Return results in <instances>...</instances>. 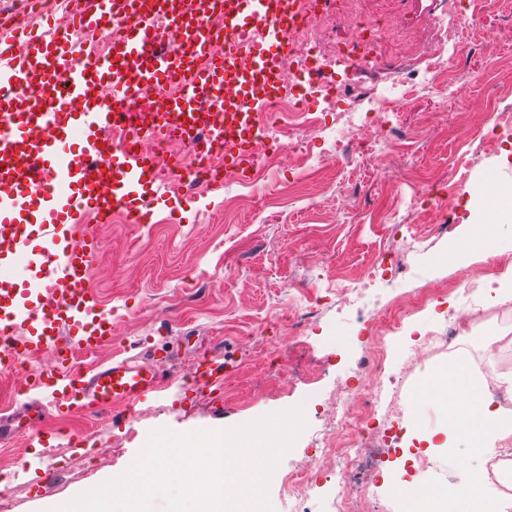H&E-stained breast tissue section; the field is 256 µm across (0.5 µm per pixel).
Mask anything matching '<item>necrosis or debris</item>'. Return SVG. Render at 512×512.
I'll use <instances>...</instances> for the list:
<instances>
[{"label": "necrosis or debris", "instance_id": "necrosis-or-debris-1", "mask_svg": "<svg viewBox=\"0 0 512 512\" xmlns=\"http://www.w3.org/2000/svg\"><path fill=\"white\" fill-rule=\"evenodd\" d=\"M321 0H301L297 27L288 33V51L281 61L280 93L270 106L272 114L283 111L304 112L316 140H324L328 126L342 131H353L361 125L372 127L375 142L387 139L385 117L397 111L400 98L395 90L403 85L410 72L424 71L431 80H438L444 73L442 57L445 45L417 54L404 68L387 72V88L380 94L363 97L351 103L349 83L337 80L336 67L356 70L345 50H338L334 57L321 54L317 48L318 30L328 22ZM346 101L344 109H337V101ZM333 113V121H326L325 113ZM140 150L148 153L160 173H168L172 160H179L182 167L193 168L198 159L193 150L184 144L155 138L140 140ZM259 169H280L301 162L308 157L306 142L284 144L275 142L272 134L261 135L256 142ZM433 300L432 293L416 296L411 304H397L384 313L374 316L372 356L369 367L357 383L341 387L331 399L329 411L332 421L311 436L313 453L307 463L291 467L282 478L284 494L297 503H304L313 484L329 471L332 462H339L342 485L333 501L334 512H358L360 505L373 497L371 483L354 485V478L362 472L376 473L377 464L392 452L391 440L386 430L378 427V420H390L397 413V393L388 390L383 381L385 339L396 333L409 311L427 307ZM462 329L446 325L443 330H430L418 337L416 344L406 353L405 371L419 367L426 358L446 352L449 340L462 338Z\"/></svg>", "mask_w": 512, "mask_h": 512}]
</instances>
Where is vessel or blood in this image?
<instances>
[{
    "mask_svg": "<svg viewBox=\"0 0 512 512\" xmlns=\"http://www.w3.org/2000/svg\"><path fill=\"white\" fill-rule=\"evenodd\" d=\"M214 2L218 27L195 0H85L69 22L50 20L35 33L28 20L39 0L8 15L9 31L0 37V263L22 260L33 273L20 282L0 279V372L50 355V368L32 370L27 386L49 389L55 407L99 413L132 406L168 378L160 362L121 358L89 371L71 363L74 349L112 341V318L87 286L100 240L85 212L94 210L103 223L117 214L130 224L151 221L148 204L162 177L137 141L193 137L200 163L176 169L173 178L212 191L224 186L222 170L254 171L253 145L271 118L298 0ZM102 28L113 32L111 48L86 49L82 37ZM24 33L29 52L18 57L10 44ZM169 37L180 42L178 53L167 52ZM219 38L223 59H208ZM34 72L41 84L31 91ZM181 81L187 94L160 111H140L146 91ZM219 149L224 166L217 169L210 160Z\"/></svg>",
    "mask_w": 512,
    "mask_h": 512,
    "instance_id": "1",
    "label": "vessel or blood"
}]
</instances>
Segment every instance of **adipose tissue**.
I'll return each mask as SVG.
<instances>
[{
	"label": "adipose tissue",
	"mask_w": 512,
	"mask_h": 512,
	"mask_svg": "<svg viewBox=\"0 0 512 512\" xmlns=\"http://www.w3.org/2000/svg\"><path fill=\"white\" fill-rule=\"evenodd\" d=\"M488 196V204L467 205L470 244L474 247L490 239L495 225L512 223V182L496 184ZM463 390L468 392L470 401L461 407L457 396ZM418 394L442 401L449 410L450 419L436 440V447H451L455 437L462 433L468 434L479 449L512 435V424L502 421L492 399L481 394L479 380L462 370L432 377L421 385Z\"/></svg>",
	"instance_id": "obj_1"
}]
</instances>
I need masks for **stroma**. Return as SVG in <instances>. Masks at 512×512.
I'll use <instances>...</instances> for the list:
<instances>
[{
    "instance_id": "35a3bbf8",
    "label": "stroma",
    "mask_w": 512,
    "mask_h": 512,
    "mask_svg": "<svg viewBox=\"0 0 512 512\" xmlns=\"http://www.w3.org/2000/svg\"><path fill=\"white\" fill-rule=\"evenodd\" d=\"M356 13L375 20L365 43L367 72L350 73L353 84L371 85L388 71L404 47L438 41L440 0H350ZM446 75L427 87L418 78L402 86L398 111L390 113L399 140L373 157L357 153L368 128L345 134L348 163L265 170L251 184L199 191L198 201L174 220L180 191L163 186L165 203L148 224L123 219L97 227L99 259L89 286L114 322L112 343L77 352L90 368L113 356L164 359L170 372L164 390L119 416L58 413L46 395L26 393L16 376L0 375V422L14 437L0 445V467L24 457L27 468L0 489L9 512L42 508L102 479L121 476L146 448L151 433L231 428L300 405L308 426L322 428L318 412L337 386L356 380L370 355L359 336L364 318L425 290L433 304L405 320L386 340L385 375L398 382L405 349L416 331L446 318L469 324L466 347L432 357L401 384L405 419L421 430H440L447 419L436 400L415 403L418 387L457 364L484 358L512 384V361L495 357L491 339L512 336L500 321L495 294L470 295L457 284L466 270L484 264V252L469 248L464 220L468 192L482 193L512 182V127L483 135L492 114L512 115V0H485L448 42ZM466 77L467 98L454 83ZM442 204L419 212L410 205L420 184ZM366 288L358 308H341L347 285ZM313 306L307 335L282 340L273 316L289 301ZM277 341L279 356L294 369L285 392L269 389L260 371L259 335ZM224 366V388L203 392L192 382L198 357ZM52 427L47 445L31 443L34 432ZM88 434L87 445L70 443V430ZM493 449L476 450L468 435L449 450H430L431 468L421 480L454 491L484 472Z\"/></svg>"
}]
</instances>
